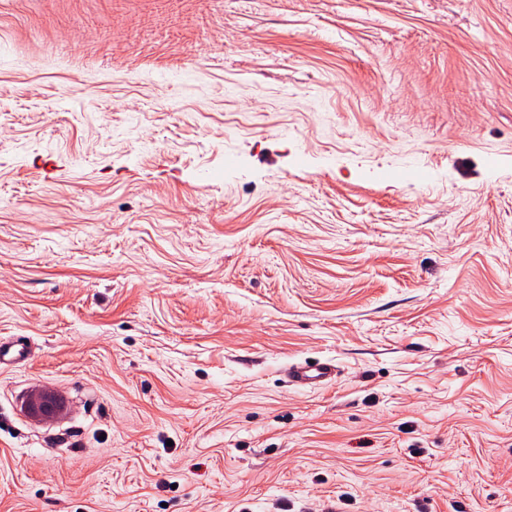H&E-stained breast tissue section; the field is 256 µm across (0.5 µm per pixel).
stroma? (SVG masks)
<instances>
[{"mask_svg": "<svg viewBox=\"0 0 512 512\" xmlns=\"http://www.w3.org/2000/svg\"><path fill=\"white\" fill-rule=\"evenodd\" d=\"M4 342L0 512H512V0H0ZM290 381L301 387H314L333 377L334 370L328 364H296L288 370Z\"/></svg>", "mask_w": 512, "mask_h": 512, "instance_id": "stroma-1", "label": "stroma"}]
</instances>
